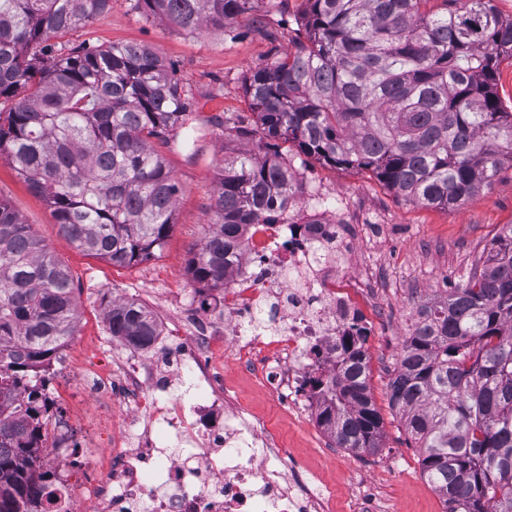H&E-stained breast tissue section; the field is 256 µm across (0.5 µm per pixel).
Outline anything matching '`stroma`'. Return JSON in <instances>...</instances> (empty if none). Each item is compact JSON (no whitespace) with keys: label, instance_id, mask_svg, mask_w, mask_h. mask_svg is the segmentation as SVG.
<instances>
[{"label":"stroma","instance_id":"stroma-1","mask_svg":"<svg viewBox=\"0 0 512 512\" xmlns=\"http://www.w3.org/2000/svg\"><path fill=\"white\" fill-rule=\"evenodd\" d=\"M306 8L305 0H260L263 25L244 15L232 30L189 35L143 18L129 0H112L106 12L68 34L72 46L148 45L174 68L192 98L186 127L160 148L180 192L172 230L148 260L119 267L77 250L60 234L46 201L0 155V199L72 276L77 332L54 355L49 387L71 391L68 409L83 436L80 453L94 467L106 464L115 437L127 436L125 410L119 403L85 400L73 389L71 374L106 372L111 353L123 349L105 320L112 303L136 302L167 330L178 327L182 312L193 308L200 287L191 279L188 262L215 220L213 186L225 157L254 146L240 134L257 126L244 81L255 66L275 61L303 38ZM299 172L335 193L337 221L350 217L384 229L370 306L377 332L369 339V383L382 418L381 446L374 453L329 451V436L316 419L288 410L223 355H215L214 369L230 396L260 419L311 485L330 493L334 512H361L366 505L375 512H445L422 473L419 449L390 406V382L416 305L443 297L466 279L486 258L498 230L512 224V165L503 164L487 188L449 210L406 202L364 170L335 168L308 157Z\"/></svg>","mask_w":512,"mask_h":512}]
</instances>
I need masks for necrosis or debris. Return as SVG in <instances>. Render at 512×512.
<instances>
[{"label": "necrosis or debris", "mask_w": 512, "mask_h": 512, "mask_svg": "<svg viewBox=\"0 0 512 512\" xmlns=\"http://www.w3.org/2000/svg\"><path fill=\"white\" fill-rule=\"evenodd\" d=\"M244 242L192 333L158 336L142 356L113 354L132 432L105 476L82 483L63 434L46 435L42 457L86 512H327L262 425L234 409L211 354L223 345L285 405L317 413L311 381L335 371L348 337L371 333L365 240L313 187L303 211L249 225ZM172 432L175 453L163 445Z\"/></svg>", "instance_id": "4bbe7bcc"}]
</instances>
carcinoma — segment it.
<instances>
[{
    "label": "carcinoma",
    "instance_id": "carcinoma-1",
    "mask_svg": "<svg viewBox=\"0 0 512 512\" xmlns=\"http://www.w3.org/2000/svg\"><path fill=\"white\" fill-rule=\"evenodd\" d=\"M112 0H0V154L45 198L60 231L114 266L149 259L167 238L179 187L155 142L176 136L191 101L173 69L139 43L55 39ZM306 40L247 76L260 157L224 161L212 225L192 280L222 288L240 228L270 224L297 191L274 141L334 167L364 169L403 198L453 209L512 163V112L497 74L512 60V21L494 0H306ZM258 0H130L188 34L224 29ZM66 266L0 199V512H69L40 456L54 416L51 360L77 331ZM112 336L144 349L158 327L135 302L112 304ZM319 383L320 426L339 448H381L369 367ZM390 406L418 444L445 512H512V225L480 269L416 306Z\"/></svg>",
    "mask_w": 512,
    "mask_h": 512
}]
</instances>
